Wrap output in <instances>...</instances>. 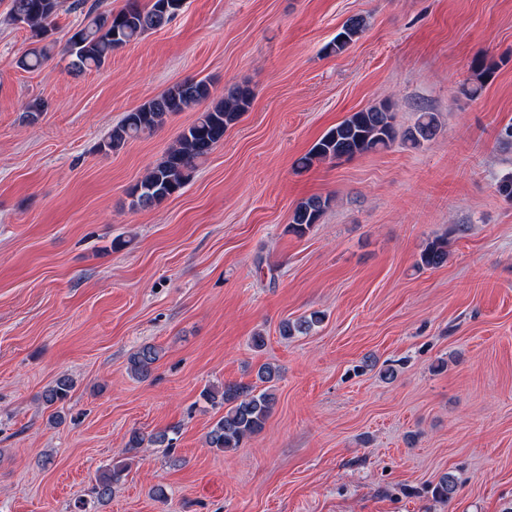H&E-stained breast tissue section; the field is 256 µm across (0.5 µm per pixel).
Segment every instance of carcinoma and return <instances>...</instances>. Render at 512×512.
Wrapping results in <instances>:
<instances>
[{
  "label": "carcinoma",
  "instance_id": "carcinoma-1",
  "mask_svg": "<svg viewBox=\"0 0 512 512\" xmlns=\"http://www.w3.org/2000/svg\"><path fill=\"white\" fill-rule=\"evenodd\" d=\"M183 5L184 0H148L144 5L140 0H127L125 7L116 12L102 10L97 4L90 7L85 22L69 33L63 46V52L70 58L69 68L78 73L100 69L114 51L151 30L170 24ZM59 8L60 0H10L9 21L28 28L31 37L36 39L35 47L18 60L19 68L36 70L49 59V51L57 43L54 19ZM365 27L364 17L348 18L325 47V52L337 54L344 51ZM472 68L476 82L465 84L461 89V94L467 98L479 94L483 83L498 68V62L477 57L472 61ZM212 97L208 81L185 79L126 113L121 122L103 138L100 149L117 151L129 140L153 133L163 125L168 115L205 105L196 120L178 134L165 155L134 185L130 193L132 207L149 209L183 189L198 166L224 141L228 128L248 111L253 93L249 86L240 84L228 88L217 101ZM437 131L435 114L422 112L412 128L398 132L392 105L383 101L352 113L329 129L298 159L297 166L307 169L315 160L350 159L386 150L399 137L416 148L431 140ZM330 202V198L316 195L302 200L292 213L289 224L292 232L305 234L319 222ZM447 261L448 238L438 237L424 246L418 266L434 269ZM321 320V315L315 312L295 322L286 320L281 324L280 334L284 337L304 334ZM159 359L158 348L145 344L131 355L130 372L138 379H146ZM256 377L255 383L228 382L203 391L206 402L214 408L224 409V413L207 432L208 447L222 452L235 450L264 428L275 403L273 383L279 378V370L265 363L259 366ZM73 388V380L63 375L42 393L41 399L48 406L64 405ZM149 446L171 449L174 438L166 431L145 434L134 430L126 443L130 449ZM127 470L128 464L121 460L98 474L94 486L97 502L105 503L112 499ZM455 492L456 483L448 474L443 475L433 488L434 496L441 501L451 499Z\"/></svg>",
  "mask_w": 512,
  "mask_h": 512
}]
</instances>
